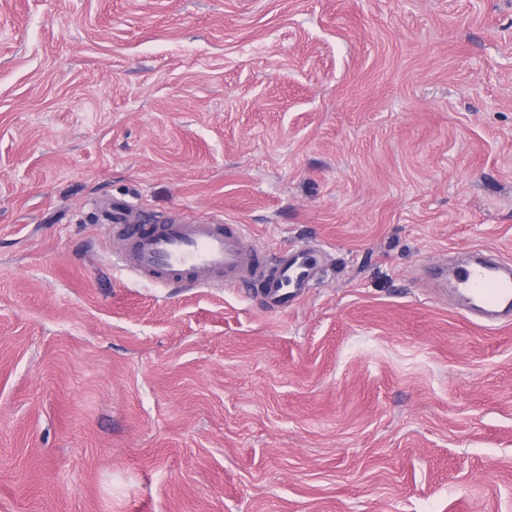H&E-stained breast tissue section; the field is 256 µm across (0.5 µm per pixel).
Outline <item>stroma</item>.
I'll return each mask as SVG.
<instances>
[{
    "label": "stroma",
    "instance_id": "stroma-1",
    "mask_svg": "<svg viewBox=\"0 0 512 512\" xmlns=\"http://www.w3.org/2000/svg\"><path fill=\"white\" fill-rule=\"evenodd\" d=\"M317 247L288 309L102 204ZM512 0H0V512H512ZM456 288L472 304L471 312L494 322L497 317H512V275L510 267L500 263L466 265L455 275Z\"/></svg>",
    "mask_w": 512,
    "mask_h": 512
}]
</instances>
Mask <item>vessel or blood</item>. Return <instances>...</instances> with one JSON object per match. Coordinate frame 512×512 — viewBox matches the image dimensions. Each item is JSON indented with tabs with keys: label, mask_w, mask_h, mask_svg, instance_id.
<instances>
[{
	"label": "vessel or blood",
	"mask_w": 512,
	"mask_h": 512,
	"mask_svg": "<svg viewBox=\"0 0 512 512\" xmlns=\"http://www.w3.org/2000/svg\"><path fill=\"white\" fill-rule=\"evenodd\" d=\"M112 230L122 241L116 263L154 284L238 288L243 278L256 285L259 303L284 310L299 300L319 272L321 257L306 246L268 260L246 242L239 224L212 221H139L125 203L112 206ZM473 314L495 320L512 317V268L500 263L467 265L455 275Z\"/></svg>",
	"instance_id": "obj_1"
}]
</instances>
